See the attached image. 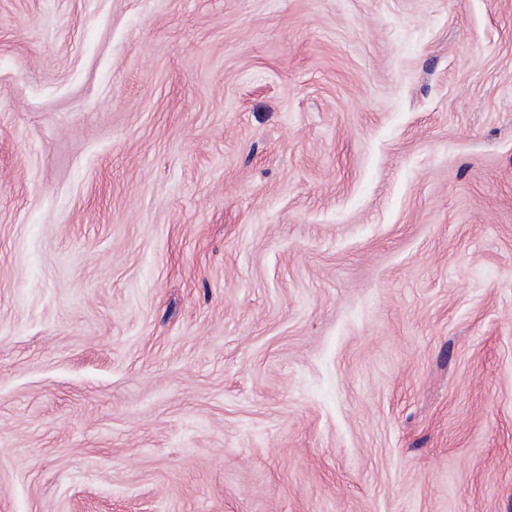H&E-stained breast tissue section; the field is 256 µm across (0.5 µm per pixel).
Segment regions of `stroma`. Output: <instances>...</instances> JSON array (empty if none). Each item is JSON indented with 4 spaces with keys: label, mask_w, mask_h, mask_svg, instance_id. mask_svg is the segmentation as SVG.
<instances>
[{
    "label": "stroma",
    "mask_w": 512,
    "mask_h": 512,
    "mask_svg": "<svg viewBox=\"0 0 512 512\" xmlns=\"http://www.w3.org/2000/svg\"><path fill=\"white\" fill-rule=\"evenodd\" d=\"M0 512H512V0H0Z\"/></svg>",
    "instance_id": "1"
}]
</instances>
